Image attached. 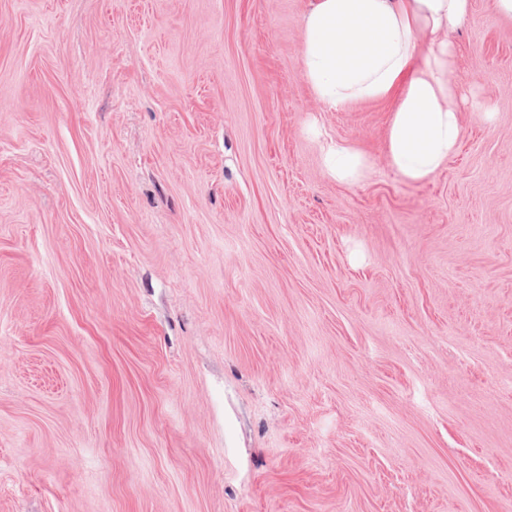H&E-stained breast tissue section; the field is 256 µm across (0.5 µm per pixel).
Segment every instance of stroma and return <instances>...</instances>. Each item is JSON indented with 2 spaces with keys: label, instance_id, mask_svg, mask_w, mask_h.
<instances>
[{
  "label": "stroma",
  "instance_id": "35a3bbf8",
  "mask_svg": "<svg viewBox=\"0 0 512 512\" xmlns=\"http://www.w3.org/2000/svg\"><path fill=\"white\" fill-rule=\"evenodd\" d=\"M309 5L0 0V512H512V20L411 184ZM321 155L326 173L343 184H359L372 171L370 159L343 141L321 143Z\"/></svg>",
  "mask_w": 512,
  "mask_h": 512
}]
</instances>
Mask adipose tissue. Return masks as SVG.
<instances>
[{
    "instance_id": "1",
    "label": "adipose tissue",
    "mask_w": 512,
    "mask_h": 512,
    "mask_svg": "<svg viewBox=\"0 0 512 512\" xmlns=\"http://www.w3.org/2000/svg\"><path fill=\"white\" fill-rule=\"evenodd\" d=\"M469 0H311L300 59L315 97L331 110L393 100L388 163L404 181L428 180L458 150V61L451 33ZM326 173L356 185L370 159L343 141L322 143Z\"/></svg>"
}]
</instances>
